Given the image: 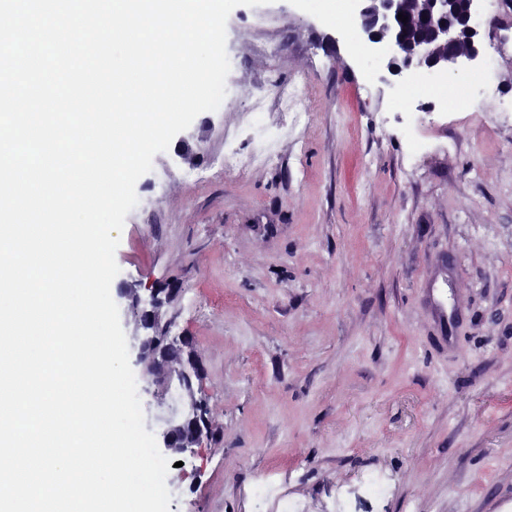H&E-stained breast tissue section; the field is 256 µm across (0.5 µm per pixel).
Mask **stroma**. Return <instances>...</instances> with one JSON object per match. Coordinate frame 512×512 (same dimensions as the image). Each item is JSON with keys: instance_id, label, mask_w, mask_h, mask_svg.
I'll return each instance as SVG.
<instances>
[{"instance_id": "1", "label": "stroma", "mask_w": 512, "mask_h": 512, "mask_svg": "<svg viewBox=\"0 0 512 512\" xmlns=\"http://www.w3.org/2000/svg\"><path fill=\"white\" fill-rule=\"evenodd\" d=\"M478 8L476 106L423 94L402 119L406 76L354 43V0L230 13L234 93L155 155L115 252L113 287L181 286L168 313L203 367L213 435L170 469V512H278L251 495L265 476L300 512L370 473L390 489L364 512L512 495V0ZM298 77L306 128L224 170L252 91ZM191 397L141 396L146 430Z\"/></svg>"}]
</instances>
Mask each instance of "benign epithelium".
<instances>
[{
  "label": "benign epithelium",
  "mask_w": 512,
  "mask_h": 512,
  "mask_svg": "<svg viewBox=\"0 0 512 512\" xmlns=\"http://www.w3.org/2000/svg\"><path fill=\"white\" fill-rule=\"evenodd\" d=\"M476 2L478 0H463L459 16L450 17L448 12L453 10L454 0H431L432 16L436 20L434 39L450 47L463 37L468 42L465 52L450 58L436 56L429 43L422 45L416 54L406 55L404 44L395 36L400 0H357L356 29L375 52H381L383 47L388 49L387 68L397 74L411 68L427 72L443 69L459 72L472 66L480 55L479 36L483 22L476 11ZM168 299L169 293L157 288L147 289L144 295L135 289L128 312L142 329L134 344L139 361L146 366L142 391L161 400L175 383L181 392L192 396L189 410L168 420V427L162 432L163 448L186 455L195 453V448L211 435V425L206 405L193 398L194 384L202 376L200 367L190 358L164 357L157 348L160 339L168 345L184 343L183 337L173 333L174 321L162 316L161 309Z\"/></svg>",
  "instance_id": "benign-epithelium-1"
}]
</instances>
